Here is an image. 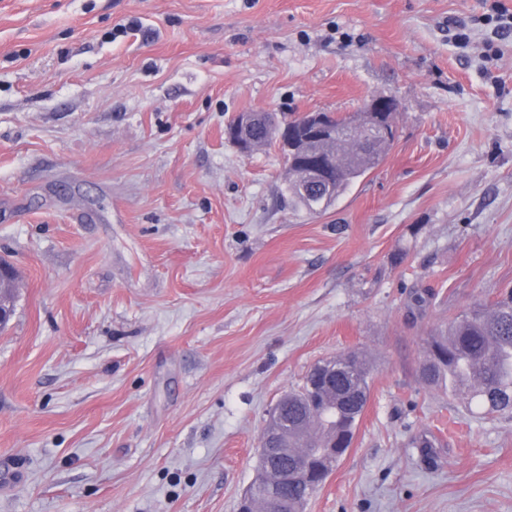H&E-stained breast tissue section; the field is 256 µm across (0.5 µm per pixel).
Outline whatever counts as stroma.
I'll return each mask as SVG.
<instances>
[{
  "label": "stroma",
  "mask_w": 512,
  "mask_h": 512,
  "mask_svg": "<svg viewBox=\"0 0 512 512\" xmlns=\"http://www.w3.org/2000/svg\"><path fill=\"white\" fill-rule=\"evenodd\" d=\"M494 3L0 0V512H237L268 410L348 351L369 402L305 512H512V413L418 377L512 288ZM374 96L386 160L318 217L224 135Z\"/></svg>",
  "instance_id": "obj_1"
}]
</instances>
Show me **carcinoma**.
Returning <instances> with one entry per match:
<instances>
[{
    "label": "carcinoma",
    "mask_w": 512,
    "mask_h": 512,
    "mask_svg": "<svg viewBox=\"0 0 512 512\" xmlns=\"http://www.w3.org/2000/svg\"><path fill=\"white\" fill-rule=\"evenodd\" d=\"M324 116L336 131L351 133L336 138L329 153L336 156V195L328 198L326 211L360 178L377 168L395 139V132L378 137L371 147L361 141V128L371 122L365 112ZM276 141L274 132L258 121L251 144L258 149ZM350 358L354 398L345 401L333 393L337 386L314 392L310 377L297 391L288 393V407L281 408L280 426L288 429V441L300 446L288 454L289 462L310 461L318 448H350L357 423L370 394L371 368L356 351L336 357V364ZM420 380L430 387H446L487 414L512 411V291L500 294L491 305L477 304L460 315L448 334L433 336L428 354L419 366Z\"/></svg>",
    "instance_id": "cac0c4a2"
}]
</instances>
